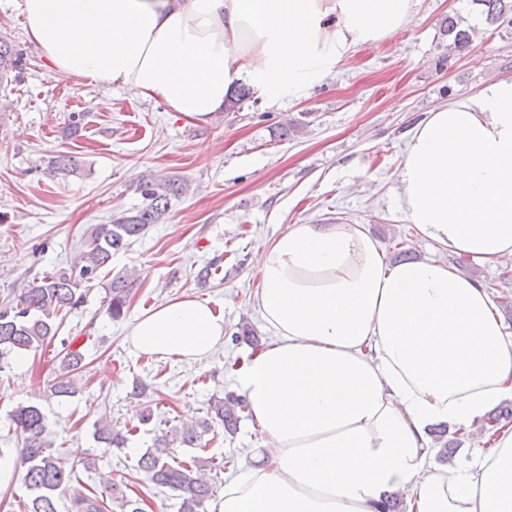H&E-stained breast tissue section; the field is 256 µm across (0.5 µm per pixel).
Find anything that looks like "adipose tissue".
Listing matches in <instances>:
<instances>
[{"instance_id": "1", "label": "adipose tissue", "mask_w": 512, "mask_h": 512, "mask_svg": "<svg viewBox=\"0 0 512 512\" xmlns=\"http://www.w3.org/2000/svg\"><path fill=\"white\" fill-rule=\"evenodd\" d=\"M414 0H22L56 76L162 98L213 122L247 80L269 98L314 87L356 46L391 41ZM422 239L512 263V77L437 107L396 173ZM253 303L274 340L244 360L262 436L218 512H512V426L441 464L432 426L472 431L512 399V336L487 289L435 260L390 263L363 224H292L257 259ZM224 315L174 298L138 316V352L199 361Z\"/></svg>"}]
</instances>
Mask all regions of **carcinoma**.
Wrapping results in <instances>:
<instances>
[{"label":"carcinoma","instance_id":"cac0c4a2","mask_svg":"<svg viewBox=\"0 0 512 512\" xmlns=\"http://www.w3.org/2000/svg\"><path fill=\"white\" fill-rule=\"evenodd\" d=\"M483 7L488 23L493 24L512 14V0H473ZM448 35L452 45L464 49L472 41L466 29L458 28V22L448 19ZM21 56L13 46L0 40V73L16 69ZM181 187L174 183L143 186L148 204L133 215H121L104 224H96L84 244L80 257L67 268H56L34 279L32 284L0 304V370L14 357L39 350L47 340L58 335L55 319L84 306L89 286L100 279L103 269L112 261V255L126 249L131 239L142 234L149 225L157 223L168 210L170 197L177 196ZM132 281L119 277L106 288L108 311L113 318L124 315L131 293ZM62 369L51 386V395L57 398L72 397L77 392L76 373L82 368L84 353L75 347V338L60 340ZM246 409L242 397L228 392L211 399L207 417L190 425L173 429V434L163 435L155 442L152 451L138 460V468L148 480L176 493L181 499L179 512H200L204 503L213 496L214 487L207 472L212 470V459L191 458L189 463L176 465L168 461L171 441L193 448L200 444L202 436L215 422L231 433L237 429L240 413ZM10 422L21 437L19 453L27 463L24 481L31 492L28 501L22 503L23 512H58L57 497L70 493L72 512H104V501L85 494L74 485L75 469L66 467L51 452L52 444L46 440L47 418L40 407L20 404L10 414ZM95 433L101 442L110 447L122 448L127 436L101 419L95 423ZM113 499L120 512H143L142 498H130L117 487H112Z\"/></svg>","mask_w":512,"mask_h":512}]
</instances>
